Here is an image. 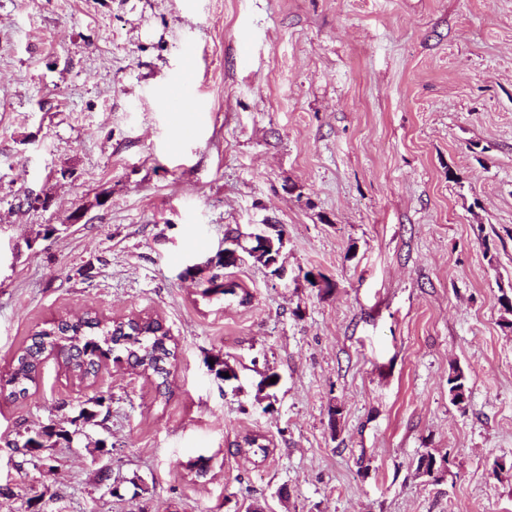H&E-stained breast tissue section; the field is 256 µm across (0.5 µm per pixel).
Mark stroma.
Masks as SVG:
<instances>
[{"label": "stroma", "mask_w": 512, "mask_h": 512, "mask_svg": "<svg viewBox=\"0 0 512 512\" xmlns=\"http://www.w3.org/2000/svg\"><path fill=\"white\" fill-rule=\"evenodd\" d=\"M257 224L283 276L249 262L224 272L248 303L203 296L192 265ZM510 284L512 0H0V379L86 311L157 319L175 351L162 385L52 354L0 396V512H512ZM52 424L71 442L14 452ZM456 392V394H454ZM448 394L451 397L452 403L460 404L459 409H466L468 405V395H469V376L465 373V371L459 366H451L448 372ZM466 396L465 400H459L455 402L457 397ZM453 396V397H452Z\"/></svg>", "instance_id": "35a3bbf8"}]
</instances>
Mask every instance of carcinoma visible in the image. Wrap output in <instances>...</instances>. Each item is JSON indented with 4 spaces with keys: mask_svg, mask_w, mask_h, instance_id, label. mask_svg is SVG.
<instances>
[{
    "mask_svg": "<svg viewBox=\"0 0 512 512\" xmlns=\"http://www.w3.org/2000/svg\"><path fill=\"white\" fill-rule=\"evenodd\" d=\"M282 233L271 236L267 244L261 245L251 240L239 244V248L258 252L254 261L278 271L281 254ZM502 328L512 332V295L506 293L499 298ZM169 337L162 325L148 317H131L125 321L104 324L97 315L72 321L61 319L57 325L38 331L27 345L13 359L12 372L5 386L10 388L8 396H23L27 392L26 383L34 377L46 358V352L62 348L66 350L63 362L66 369L80 379L97 376L100 369L99 354L107 351L122 355L127 363L146 373L163 375V366L174 357L168 347ZM448 394L451 400L458 401L459 409L466 410L468 400L461 396L469 395V376L459 366H451L448 372ZM63 440L71 442V433L62 427L49 425L38 432L16 433L13 447L24 456L35 458L40 451L50 447V442Z\"/></svg>",
    "mask_w": 512,
    "mask_h": 512,
    "instance_id": "1",
    "label": "carcinoma"
}]
</instances>
